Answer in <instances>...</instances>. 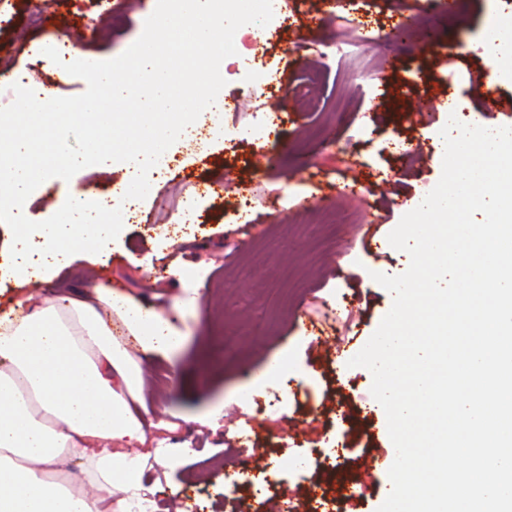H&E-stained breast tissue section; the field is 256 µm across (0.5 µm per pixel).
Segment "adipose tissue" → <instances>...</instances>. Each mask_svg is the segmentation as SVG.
<instances>
[{"instance_id": "obj_1", "label": "adipose tissue", "mask_w": 512, "mask_h": 512, "mask_svg": "<svg viewBox=\"0 0 512 512\" xmlns=\"http://www.w3.org/2000/svg\"><path fill=\"white\" fill-rule=\"evenodd\" d=\"M40 227L47 263L76 248L104 249L113 227L91 212ZM114 309L136 346L114 335L97 307ZM181 342L172 322L100 287L94 300L24 305L0 315V512H131L142 470L130 451L146 444V360ZM78 461L87 482L73 492L59 463Z\"/></svg>"}]
</instances>
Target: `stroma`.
<instances>
[{
	"label": "stroma",
	"instance_id": "1",
	"mask_svg": "<svg viewBox=\"0 0 512 512\" xmlns=\"http://www.w3.org/2000/svg\"><path fill=\"white\" fill-rule=\"evenodd\" d=\"M157 0H0V82L24 73L57 96L84 93L86 82L43 56L65 30H96L80 48L105 61L125 52L142 34ZM415 0H286L284 20L270 27L255 49L253 67L265 90L254 96L251 70L228 77L222 94L244 111H204L198 125L222 121L240 127L252 114H269L265 143L229 147L177 140L167 151L171 167L153 180L135 219L102 251L74 254L44 281L18 287L11 273L9 226L0 222V313L21 297L42 305L100 284L120 286L144 305L184 328L177 365L157 358L143 365L144 397L152 420H173L169 448L182 457L159 469L150 492L173 501L191 496L201 512H231L248 504L263 512L244 484L231 483L237 469L238 430H248L262 453L257 469L275 492L288 493L308 512L307 488L318 477L324 488L353 480L352 497L336 500V512H377L391 490L395 459L386 414L371 394L372 375L349 367L389 312L391 294L373 273L396 276L409 264L388 242L404 214L417 207L442 173L440 135L449 112L467 124L512 126V78H488L490 59L481 47L486 27L512 18V0H457L453 11L426 9L407 39L396 37L399 12ZM43 25L27 24L34 9ZM112 22H105V15ZM378 30V40L338 59L333 45L357 24ZM307 37L299 56L294 44ZM392 69H385L386 58ZM319 73L310 84V73ZM386 82H379L380 73ZM420 145L421 156L405 166L395 145ZM274 157L267 166L266 157ZM221 175L253 189L252 207L239 212L237 192L196 202L198 218L175 222L180 195ZM361 176V200L340 198L341 188ZM131 177L127 163L83 168L73 180L97 194L119 189ZM380 215V251H373L351 224L328 231L317 211H349L358 204ZM326 338L344 341L342 355L325 354L310 324ZM293 356L300 375L277 408L256 410L240 395L268 368ZM193 454H185L186 442ZM315 448L341 451L335 468L313 466L311 475L284 468L288 458Z\"/></svg>",
	"mask_w": 512,
	"mask_h": 512
}]
</instances>
